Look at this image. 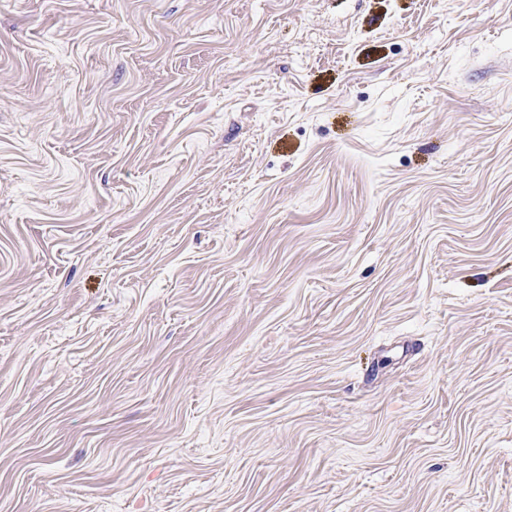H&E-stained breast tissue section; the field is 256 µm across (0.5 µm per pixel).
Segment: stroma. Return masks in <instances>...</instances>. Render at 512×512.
Masks as SVG:
<instances>
[{
  "label": "stroma",
  "mask_w": 512,
  "mask_h": 512,
  "mask_svg": "<svg viewBox=\"0 0 512 512\" xmlns=\"http://www.w3.org/2000/svg\"><path fill=\"white\" fill-rule=\"evenodd\" d=\"M0 512H512V0H0Z\"/></svg>",
  "instance_id": "obj_1"
}]
</instances>
